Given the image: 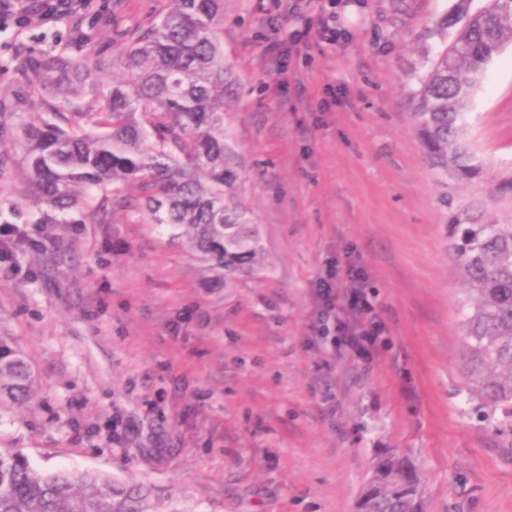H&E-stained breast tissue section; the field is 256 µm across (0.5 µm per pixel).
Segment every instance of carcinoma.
<instances>
[{
  "label": "carcinoma",
  "mask_w": 512,
  "mask_h": 512,
  "mask_svg": "<svg viewBox=\"0 0 512 512\" xmlns=\"http://www.w3.org/2000/svg\"><path fill=\"white\" fill-rule=\"evenodd\" d=\"M152 25L117 33L112 55L94 66L42 57L23 72L38 106L0 118L5 143L21 150L29 194L61 215L79 209L91 221L131 205L107 193L135 182L136 206L154 224L186 236L202 279L232 287L261 264L262 248L241 203L238 161L224 126V0H168ZM459 29L430 63L414 97L413 128L431 166L473 179L484 163L470 143L467 111L484 66L512 42V5L489 0L470 10L458 0ZM101 101L78 112L73 100ZM452 250L468 284L461 305L463 372L479 404L502 411L494 431L512 449V222L469 209L452 216ZM37 383L23 354L0 336V402L34 400ZM359 512H426L421 476L393 450L373 466ZM0 512H154L150 493L83 472L45 473L0 448Z\"/></svg>",
  "instance_id": "carcinoma-1"
}]
</instances>
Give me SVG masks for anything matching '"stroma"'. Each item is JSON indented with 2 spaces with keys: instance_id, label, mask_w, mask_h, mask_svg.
Instances as JSON below:
<instances>
[{
  "instance_id": "stroma-1",
  "label": "stroma",
  "mask_w": 512,
  "mask_h": 512,
  "mask_svg": "<svg viewBox=\"0 0 512 512\" xmlns=\"http://www.w3.org/2000/svg\"><path fill=\"white\" fill-rule=\"evenodd\" d=\"M166 4L93 0L0 36V112L23 109L30 61L111 49L113 22L148 26ZM456 4L224 0V124L264 252L230 288L208 287L184 239L138 209L92 223L40 206L19 152L5 154L0 225L45 232L7 245L0 275V334L38 381L29 406L0 404V448L43 472L147 486L156 512H356L395 448L420 471L427 512H512V453L461 376L449 228L462 206L512 216L491 199L512 175V45L470 103L479 178L436 172L411 117ZM350 267L386 326L369 365L310 342L318 278Z\"/></svg>"
}]
</instances>
